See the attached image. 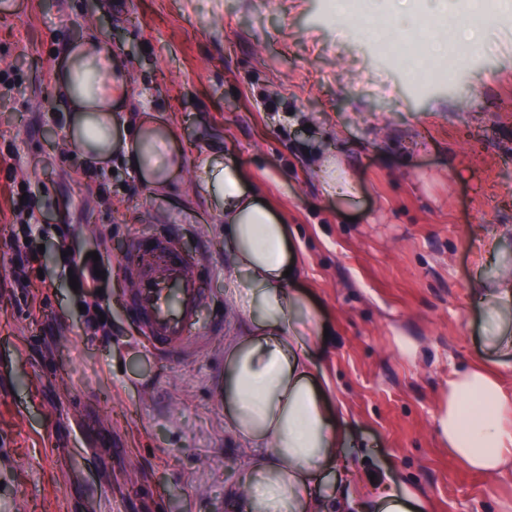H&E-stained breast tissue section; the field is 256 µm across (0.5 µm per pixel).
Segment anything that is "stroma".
Returning <instances> with one entry per match:
<instances>
[{
  "mask_svg": "<svg viewBox=\"0 0 512 512\" xmlns=\"http://www.w3.org/2000/svg\"><path fill=\"white\" fill-rule=\"evenodd\" d=\"M332 0H0V512H230L245 472L224 426V342L240 335L224 204L199 173L234 161L288 227L311 304V358L359 447L347 463L406 486L425 512H512V473L451 456L437 420L448 376L485 364L512 393V360L487 348L475 290L512 268V0H488L479 48L451 78L391 52L395 0H352L372 34L345 33ZM108 41L129 81L127 118L172 128L184 170L151 187L125 159L89 163L67 137L56 72L80 39ZM495 73L484 84V73ZM344 158L353 199L325 194L317 160ZM42 212L26 292L13 291L10 199ZM68 225L71 256L57 228ZM158 224L206 249L221 331L162 356L127 312L120 265ZM97 253L110 335L86 327L69 262Z\"/></svg>",
  "mask_w": 512,
  "mask_h": 512,
  "instance_id": "35a3bbf8",
  "label": "stroma"
}]
</instances>
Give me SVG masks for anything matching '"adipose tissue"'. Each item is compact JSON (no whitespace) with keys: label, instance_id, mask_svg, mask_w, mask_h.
Returning <instances> with one entry per match:
<instances>
[{"label":"adipose tissue","instance_id":"1","mask_svg":"<svg viewBox=\"0 0 512 512\" xmlns=\"http://www.w3.org/2000/svg\"><path fill=\"white\" fill-rule=\"evenodd\" d=\"M57 81L73 108L69 137L83 155L96 162L124 155L155 186L180 175L170 128L122 120L129 91L107 42L72 43ZM200 176L224 201L231 267L246 276L233 302L242 332L224 348V424L247 454V476L228 493L234 512H412L409 493L389 478L353 486L343 478L348 420L329 408L310 358V307L286 273L293 261L283 219L257 200L234 163H206ZM510 410L512 397L495 375L456 370L438 431L456 459L495 478L512 469ZM330 473L337 480L326 490L322 479Z\"/></svg>","mask_w":512,"mask_h":512}]
</instances>
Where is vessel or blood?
Wrapping results in <instances>:
<instances>
[{
    "mask_svg": "<svg viewBox=\"0 0 512 512\" xmlns=\"http://www.w3.org/2000/svg\"><path fill=\"white\" fill-rule=\"evenodd\" d=\"M208 259L187 254L174 225L132 242L121 271L130 284L129 313L139 333L163 354L187 352L210 297L203 287Z\"/></svg>",
    "mask_w": 512,
    "mask_h": 512,
    "instance_id": "b4317fda",
    "label": "vessel or blood"
}]
</instances>
